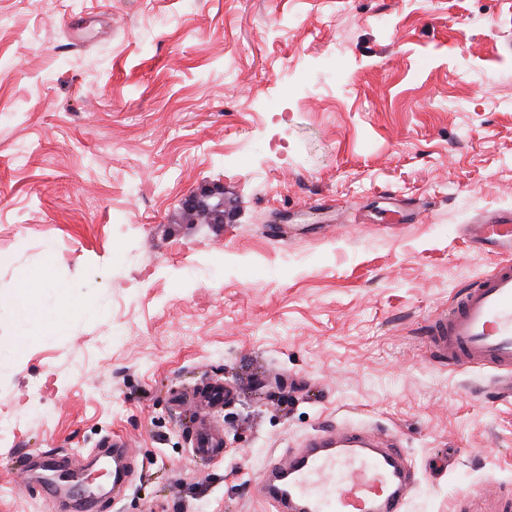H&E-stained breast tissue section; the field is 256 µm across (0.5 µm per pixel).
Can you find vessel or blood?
Returning a JSON list of instances; mask_svg holds the SVG:
<instances>
[{
    "mask_svg": "<svg viewBox=\"0 0 512 512\" xmlns=\"http://www.w3.org/2000/svg\"><path fill=\"white\" fill-rule=\"evenodd\" d=\"M472 247L494 252L493 270L458 289L426 324L429 360L454 370L486 368L512 394V212L478 213L461 225ZM229 396L222 383L206 386L190 438L203 459L224 455L219 432L205 425L208 409ZM399 434L349 428L322 429L284 458L271 461L258 482L272 512H406L414 483L402 463Z\"/></svg>",
    "mask_w": 512,
    "mask_h": 512,
    "instance_id": "obj_1",
    "label": "vessel or blood"
}]
</instances>
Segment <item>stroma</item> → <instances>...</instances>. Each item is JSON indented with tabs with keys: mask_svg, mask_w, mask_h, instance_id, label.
<instances>
[{
	"mask_svg": "<svg viewBox=\"0 0 512 512\" xmlns=\"http://www.w3.org/2000/svg\"><path fill=\"white\" fill-rule=\"evenodd\" d=\"M511 210L512 0H0V512H49L17 454L74 453L62 487L112 433L96 512H269L332 425L402 434L408 512H512V398L423 340L496 261L459 226ZM213 380L210 462L172 397ZM37 289L36 286L22 282L19 289H17V301L20 316L25 319H33L41 315V309L36 300Z\"/></svg>",
	"mask_w": 512,
	"mask_h": 512,
	"instance_id": "1",
	"label": "stroma"
}]
</instances>
